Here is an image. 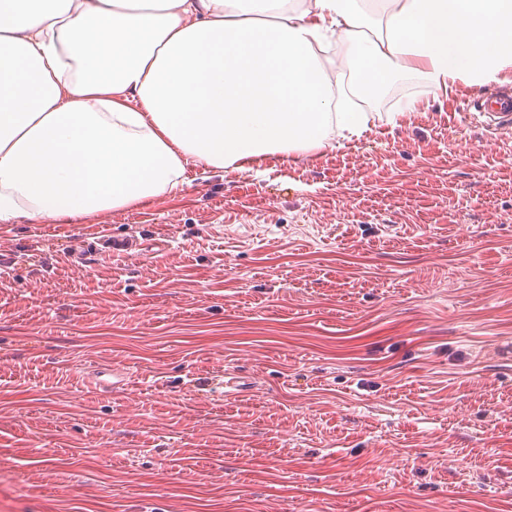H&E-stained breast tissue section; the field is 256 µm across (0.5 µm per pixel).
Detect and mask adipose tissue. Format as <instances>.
Masks as SVG:
<instances>
[{"label":"adipose tissue","instance_id":"ef3b65f1","mask_svg":"<svg viewBox=\"0 0 512 512\" xmlns=\"http://www.w3.org/2000/svg\"><path fill=\"white\" fill-rule=\"evenodd\" d=\"M0 0V223L120 210L188 159L315 153L399 75L512 68V0ZM344 54H337V46Z\"/></svg>","mask_w":512,"mask_h":512}]
</instances>
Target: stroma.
Segmentation results:
<instances>
[{
	"mask_svg": "<svg viewBox=\"0 0 512 512\" xmlns=\"http://www.w3.org/2000/svg\"><path fill=\"white\" fill-rule=\"evenodd\" d=\"M477 96L397 77L359 138L0 223V512H512V129ZM222 370L256 390L187 386ZM144 249V243L138 238L100 234L93 241H82L77 247L67 251L66 258L74 266H85L91 257L109 254L112 257L132 255ZM128 373L116 368L99 367L89 379V384L96 390L125 391L129 383Z\"/></svg>",
	"mask_w": 512,
	"mask_h": 512,
	"instance_id": "obj_1",
	"label": "stroma"
}]
</instances>
